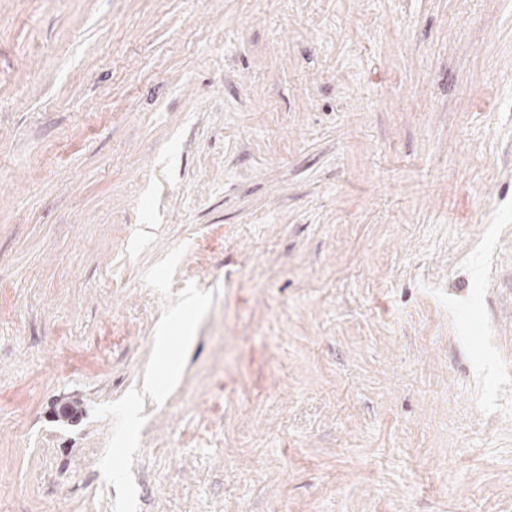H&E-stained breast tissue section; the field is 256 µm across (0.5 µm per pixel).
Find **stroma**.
<instances>
[{
	"mask_svg": "<svg viewBox=\"0 0 512 512\" xmlns=\"http://www.w3.org/2000/svg\"><path fill=\"white\" fill-rule=\"evenodd\" d=\"M0 512H512V0H0ZM201 306L199 301H195L175 318L180 324V333L178 342L175 344L171 339L169 331L163 328L154 338V347L159 360L167 364V376L163 383L151 380L149 388L156 397H160L167 384L175 382L180 373V357L182 353L191 345L194 336H192V324L190 319L191 312H197Z\"/></svg>",
	"mask_w": 512,
	"mask_h": 512,
	"instance_id": "stroma-1",
	"label": "stroma"
}]
</instances>
